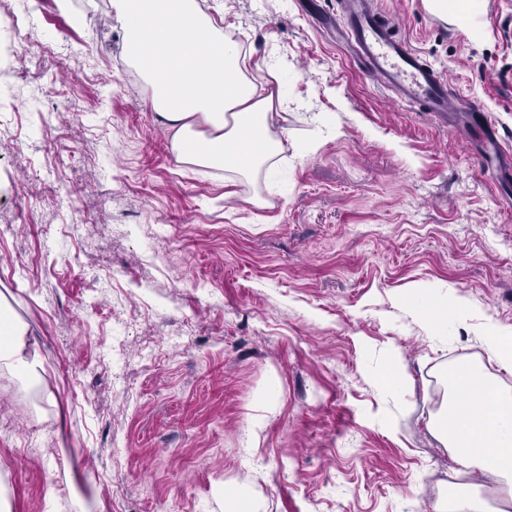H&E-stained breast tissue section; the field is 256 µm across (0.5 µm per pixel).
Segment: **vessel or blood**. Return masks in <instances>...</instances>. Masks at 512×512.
Returning a JSON list of instances; mask_svg holds the SVG:
<instances>
[{
	"instance_id": "obj_1",
	"label": "vessel or blood",
	"mask_w": 512,
	"mask_h": 512,
	"mask_svg": "<svg viewBox=\"0 0 512 512\" xmlns=\"http://www.w3.org/2000/svg\"><path fill=\"white\" fill-rule=\"evenodd\" d=\"M336 30L356 60L381 87L392 92L395 101L418 103L441 115L457 111L446 77L396 36L392 22L380 14L375 0H340Z\"/></svg>"
}]
</instances>
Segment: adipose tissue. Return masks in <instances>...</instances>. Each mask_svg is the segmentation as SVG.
Returning <instances> with one entry per match:
<instances>
[{
	"label": "adipose tissue",
	"mask_w": 512,
	"mask_h": 512,
	"mask_svg": "<svg viewBox=\"0 0 512 512\" xmlns=\"http://www.w3.org/2000/svg\"><path fill=\"white\" fill-rule=\"evenodd\" d=\"M126 23V56L152 81V105L183 161L252 180L282 151L271 129L281 96L243 71L245 59L196 0H115ZM27 328L0 301V367L31 380L36 359L25 354ZM444 396L429 428L460 470L479 473L501 495L497 512H512V391L484 366L440 372Z\"/></svg>",
	"instance_id": "ef3b65f1"
}]
</instances>
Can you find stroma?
<instances>
[{
  "label": "stroma",
  "instance_id": "35a3bbf8",
  "mask_svg": "<svg viewBox=\"0 0 512 512\" xmlns=\"http://www.w3.org/2000/svg\"><path fill=\"white\" fill-rule=\"evenodd\" d=\"M198 2L279 66L255 186L171 151L114 0H0L35 20L31 51L0 33V297L41 364L0 368V487L12 512H225L228 484L261 512H433L466 480L428 428L438 369L512 387L479 342L512 325V0L463 24L376 0L455 92L444 121L301 0ZM422 291L463 299L446 337Z\"/></svg>",
  "mask_w": 512,
  "mask_h": 512
}]
</instances>
